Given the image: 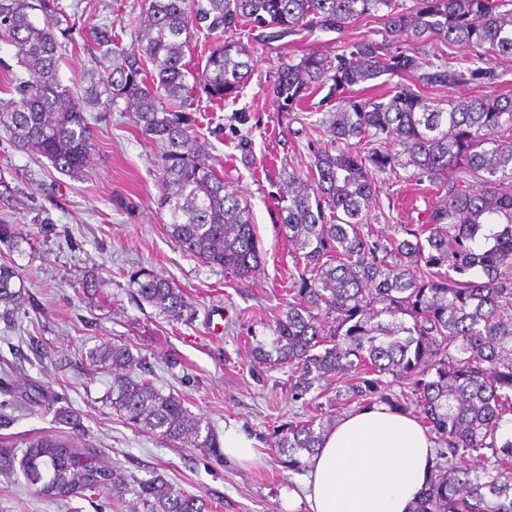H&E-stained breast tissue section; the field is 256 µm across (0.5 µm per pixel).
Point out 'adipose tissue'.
I'll return each instance as SVG.
<instances>
[{"label":"adipose tissue","instance_id":"ef3b65f1","mask_svg":"<svg viewBox=\"0 0 512 512\" xmlns=\"http://www.w3.org/2000/svg\"><path fill=\"white\" fill-rule=\"evenodd\" d=\"M434 456L418 419L375 404L329 429L287 504L304 501L305 512H413Z\"/></svg>","mask_w":512,"mask_h":512}]
</instances>
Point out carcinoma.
<instances>
[{
  "label": "carcinoma",
  "instance_id": "carcinoma-1",
  "mask_svg": "<svg viewBox=\"0 0 512 512\" xmlns=\"http://www.w3.org/2000/svg\"><path fill=\"white\" fill-rule=\"evenodd\" d=\"M136 45L125 48L110 25L92 27L90 40L112 60L90 69L87 93L106 112L124 102L134 123L162 148L160 204L170 237L189 255L251 279L262 256L250 210L226 188L224 176L195 143L193 120L182 102L200 89L211 102L237 98L252 71L246 45L225 40L252 25L282 37L304 28L342 30L362 16H380L386 33L412 40L436 38L512 56V0H145ZM42 15L34 20L33 12ZM215 37L203 69L185 61L189 25ZM74 25L61 0H0V42L14 48L28 79L19 99L0 101V127L13 145L47 158L69 176L80 174L92 150L82 98L58 78V54ZM405 50L359 40L335 57L314 50L281 63L271 89L278 111H302L307 97L326 87L336 101L329 142L312 147L310 171L282 170L279 216L295 264L294 301L264 324L269 339L253 346L254 362L287 367L294 394L303 397L334 376L353 375L364 398L395 412L416 407L423 423L446 443L445 460L413 512H512V96L473 95L444 108L404 83L389 94L354 95V87L382 76L422 68ZM489 68L450 61L429 64L423 86L481 88L495 83ZM388 144L382 149L380 143ZM413 169L431 181L448 178L446 199L403 237L365 234L376 200L374 176ZM26 241L15 224H0V243ZM20 269L0 262V320L25 303ZM139 298L179 320L190 308L167 279L133 276ZM89 366L112 371V408L128 423L170 442L220 452L203 419L184 401L148 379L131 375L137 358L124 345L88 353ZM410 393L385 391L383 377ZM54 412L72 435L24 441L20 461L42 496L92 495L120 476L96 455L76 448L83 432L77 412L43 390L32 402ZM331 422H290L273 445L291 471L306 467ZM490 452L491 465L461 464L472 452ZM142 512H208L204 500L157 476L136 490Z\"/></svg>",
  "mask_w": 512,
  "mask_h": 512
}]
</instances>
